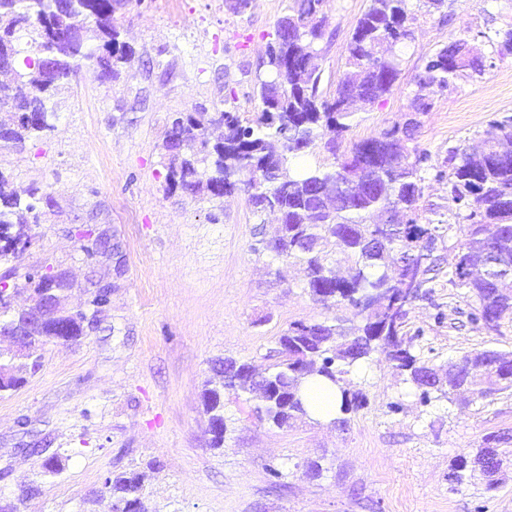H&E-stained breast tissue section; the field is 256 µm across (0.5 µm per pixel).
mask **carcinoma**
I'll use <instances>...</instances> for the list:
<instances>
[{
	"mask_svg": "<svg viewBox=\"0 0 512 512\" xmlns=\"http://www.w3.org/2000/svg\"><path fill=\"white\" fill-rule=\"evenodd\" d=\"M327 0H292L275 26L278 56L258 64L256 93L260 109L243 121L234 108L180 114L163 138L168 159V186L194 199L224 207V197L238 190L248 194L253 213L278 216V234L257 239L255 252H268L302 267L304 289L321 305H345L355 310L350 324L334 320L295 321L278 337V360L254 382V370L232 358L218 359L202 391L204 412L212 428L210 447H224L228 424L224 392L257 394L255 411L269 424L284 428L311 415L302 387L320 377L340 392V416L367 404L361 392L350 390L347 375L357 362L384 356L413 384L420 401L451 399L465 390L484 399L512 391V354L493 349L462 356L447 367L423 360L411 351L404 327L409 304L401 288L415 282L419 298L428 292L442 264L448 282L472 298L468 319L476 329L499 331L512 322V116L493 119L484 130V148L470 153L448 149V162L437 165L424 149L411 145L421 116L431 111L435 97L457 79L484 70L483 55L468 39L448 43L428 56L414 77L419 88L408 113L379 136L352 143L336 155V138L350 129L357 102L375 103L392 94L402 74L399 49L414 39L410 0H370L368 9L346 43V72L335 93L321 90ZM0 0V71L14 80L0 83V141L18 148L51 128L50 107L58 88L84 66L110 81L132 58L133 48L120 40L116 14L127 0ZM30 39L35 56L15 67V42ZM499 57L512 55V24L486 37ZM324 141L335 154L328 167L297 175L290 156ZM445 182L455 211L447 222L422 216L418 202L425 183ZM38 189L24 201L0 174V335L22 336L23 347L8 358L0 356V394L16 391L25 374L39 367L38 351L47 344L73 345L105 307L101 289L91 292L85 310L67 307L73 282L63 272L46 267L20 273L15 264L20 243L36 237ZM461 234L454 255H434L436 241ZM101 237L82 236L89 257L108 251ZM423 260L412 269L408 257ZM346 274H336V266ZM23 276L32 285L28 307L16 306L7 281ZM512 434L493 432L479 448L460 455L450 465L452 483L482 481L493 492L507 477ZM145 474L122 472L105 479L104 492L113 508L152 512L144 493Z\"/></svg>",
	"mask_w": 512,
	"mask_h": 512,
	"instance_id": "carcinoma-1",
	"label": "carcinoma"
}]
</instances>
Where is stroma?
Returning <instances> with one entry per match:
<instances>
[{
    "label": "stroma",
    "instance_id": "1",
    "mask_svg": "<svg viewBox=\"0 0 512 512\" xmlns=\"http://www.w3.org/2000/svg\"><path fill=\"white\" fill-rule=\"evenodd\" d=\"M415 38L403 51L397 90L359 106L340 140L377 136L407 110L414 76L448 41L494 34L512 23V0H410ZM287 0H253L242 14L228 0H129L121 38L135 54L117 79L74 73L54 99L51 132L19 149L0 147V174L21 191L40 187L38 238L22 267L65 271L69 298L84 307L90 284L109 283L112 257L87 258L79 235L120 242L125 273L109 305L74 345H49L40 368L0 396V503L17 512H112L107 476L145 472L156 512H512V478L494 492L452 488L453 459L485 435L512 432V393L421 405L383 356L354 366L367 396L347 429L260 420L246 396L227 394L232 422L223 448L209 444L202 390L211 359L250 363L264 373L290 322L350 320L304 290L297 266L252 249L257 216L236 192L223 209L168 189L163 134L174 113L233 107L253 116L256 65ZM369 0H329L332 40L322 90L333 94L344 47ZM512 115V56L487 59L483 74L437 96L415 142L433 162L449 148L475 147L490 120ZM469 300L439 274L415 300L405 333L415 354L441 364L484 349L512 353V324L472 329ZM443 321H435L437 312ZM400 405L399 412L388 409ZM57 458L58 474L43 465ZM319 461V477L305 474ZM279 478H272L270 469ZM35 496L23 497L28 486Z\"/></svg>",
    "mask_w": 512,
    "mask_h": 512
}]
</instances>
